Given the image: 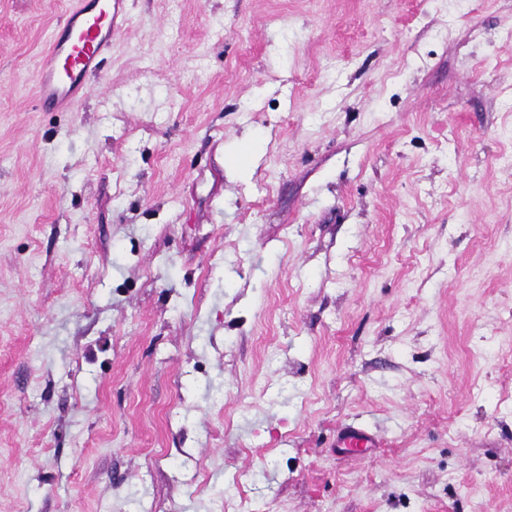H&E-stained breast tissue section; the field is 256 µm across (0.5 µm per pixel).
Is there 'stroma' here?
<instances>
[{
	"instance_id": "35a3bbf8",
	"label": "stroma",
	"mask_w": 512,
	"mask_h": 512,
	"mask_svg": "<svg viewBox=\"0 0 512 512\" xmlns=\"http://www.w3.org/2000/svg\"><path fill=\"white\" fill-rule=\"evenodd\" d=\"M73 3L0 0V512H512V0H119L48 112ZM46 53L36 95L49 110L72 112L112 48V0H76ZM338 448H346L349 452L361 454L366 448H376L379 445L378 437L367 432L364 428L346 426L341 432L337 442Z\"/></svg>"
}]
</instances>
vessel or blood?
I'll return each mask as SVG.
<instances>
[{
  "instance_id": "obj_1",
  "label": "vessel or blood",
  "mask_w": 512,
  "mask_h": 512,
  "mask_svg": "<svg viewBox=\"0 0 512 512\" xmlns=\"http://www.w3.org/2000/svg\"><path fill=\"white\" fill-rule=\"evenodd\" d=\"M113 28L112 0H76L43 59L36 95L44 107L76 109L87 93V78L97 74L112 47ZM337 445L360 454L378 447L379 439L364 428L347 426Z\"/></svg>"
}]
</instances>
